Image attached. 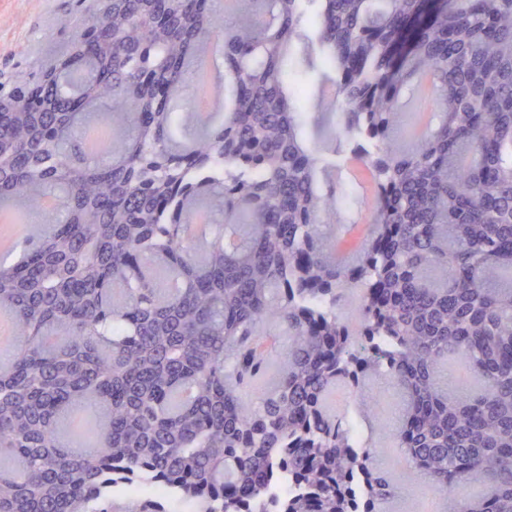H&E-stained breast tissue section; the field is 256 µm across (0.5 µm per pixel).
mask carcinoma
<instances>
[{"instance_id": "1", "label": "carcinoma", "mask_w": 512, "mask_h": 512, "mask_svg": "<svg viewBox=\"0 0 512 512\" xmlns=\"http://www.w3.org/2000/svg\"><path fill=\"white\" fill-rule=\"evenodd\" d=\"M60 24L69 46L42 79L0 89V205L65 196L0 262L15 322L0 512H111L119 480L163 483L197 512H377L399 489L326 396L379 374L401 393L403 459L448 490L443 512H512V0H249L234 24L215 0H98ZM212 42L231 109L199 133L188 69ZM297 48L337 88L322 147L286 84ZM424 75L435 124L405 147L400 109ZM108 110L123 133L88 153L86 122ZM338 142L362 143L377 177L360 201L371 238L344 263ZM349 289L353 329L336 315ZM282 335L276 383L246 401ZM454 357L475 390L446 385ZM97 403L95 452L69 451L60 417ZM461 483L483 492L460 499Z\"/></svg>"}]
</instances>
